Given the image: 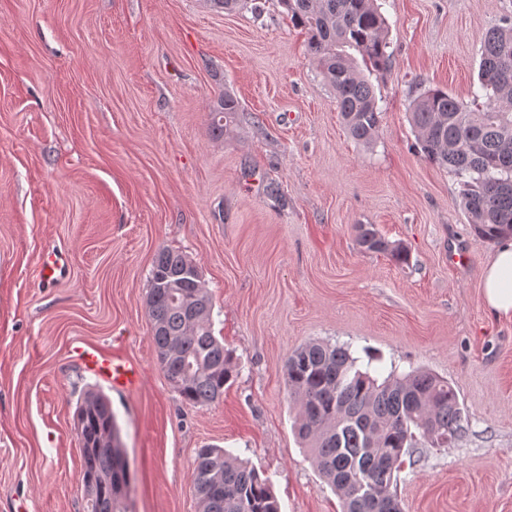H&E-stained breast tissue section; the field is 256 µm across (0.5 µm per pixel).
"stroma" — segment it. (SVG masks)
<instances>
[{
    "instance_id": "stroma-1",
    "label": "stroma",
    "mask_w": 512,
    "mask_h": 512,
    "mask_svg": "<svg viewBox=\"0 0 512 512\" xmlns=\"http://www.w3.org/2000/svg\"><path fill=\"white\" fill-rule=\"evenodd\" d=\"M0 0V512H83L73 413L108 391L134 479L127 512H198L193 461L217 445L269 475L281 512H341L293 429L288 355L348 346L379 377L421 368L456 389L466 432L419 439L404 512H512V322L482 296L496 245L459 184L416 144L428 88L470 102L485 36L512 0H378L389 68L370 74L374 143L345 131L307 35L279 0ZM241 110L214 136L223 93ZM375 225L409 260L369 253ZM194 262L236 365L223 396L186 404L160 369L146 308L162 249ZM66 254L52 285L40 260ZM135 363L112 391L72 349Z\"/></svg>"
}]
</instances>
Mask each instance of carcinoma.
<instances>
[{"instance_id":"cac0c4a2","label":"carcinoma","mask_w":512,"mask_h":512,"mask_svg":"<svg viewBox=\"0 0 512 512\" xmlns=\"http://www.w3.org/2000/svg\"><path fill=\"white\" fill-rule=\"evenodd\" d=\"M290 21L308 35V53L332 91L348 134L370 146L381 109L374 87L355 64L389 67L388 23L377 0H280ZM479 89L466 105L448 91L428 88L411 107L417 144L433 164L460 185L459 205L474 233L488 241L512 236V21L493 29L481 47ZM241 111L224 93L211 111V130L224 132ZM359 246L408 261L406 250L372 224L357 226ZM189 259L162 249L156 255L147 296L157 362L191 406H208L224 394L236 367L214 334L213 303L202 280L183 275ZM296 429L320 476L339 495L343 512H402L397 472L417 435L437 445L454 443L464 417L457 391L424 371L378 381L357 367L342 346L309 341L284 366ZM83 461L84 512H125L131 483L120 428L109 400L83 393L75 410ZM193 487L200 512H280L268 479L247 461L217 445L197 450Z\"/></svg>"}]
</instances>
